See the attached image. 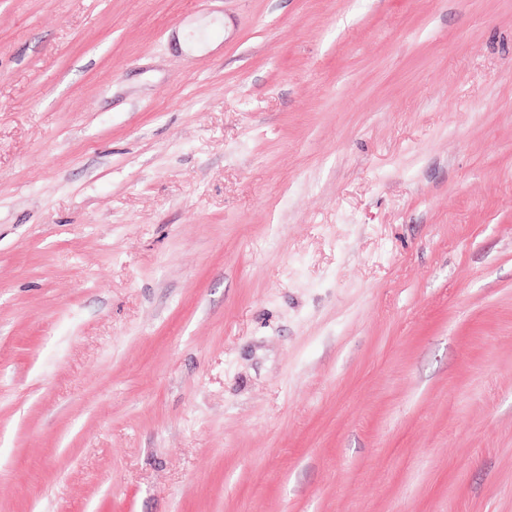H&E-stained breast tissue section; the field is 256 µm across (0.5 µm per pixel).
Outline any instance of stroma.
Returning <instances> with one entry per match:
<instances>
[{
  "mask_svg": "<svg viewBox=\"0 0 512 512\" xmlns=\"http://www.w3.org/2000/svg\"><path fill=\"white\" fill-rule=\"evenodd\" d=\"M0 512H512V0H0Z\"/></svg>",
  "mask_w": 512,
  "mask_h": 512,
  "instance_id": "35a3bbf8",
  "label": "stroma"
}]
</instances>
